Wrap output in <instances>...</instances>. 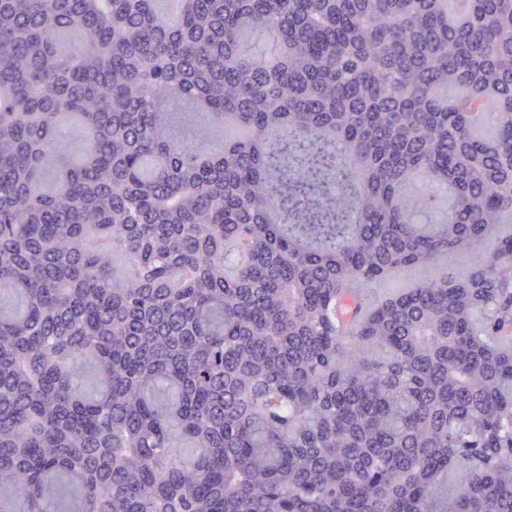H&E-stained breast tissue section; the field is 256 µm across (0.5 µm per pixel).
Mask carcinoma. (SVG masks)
<instances>
[{"mask_svg":"<svg viewBox=\"0 0 512 512\" xmlns=\"http://www.w3.org/2000/svg\"><path fill=\"white\" fill-rule=\"evenodd\" d=\"M451 3L0 0V512H512V0ZM492 248V241L485 244L480 251L473 253L472 255L466 256L456 252H448L442 255L437 263L436 268L443 274L451 275H463L470 270L474 264L485 256L488 251ZM434 272L435 269L429 266L396 269L390 272L383 281L374 285L373 288L362 289L365 296L364 301L367 305L373 307L389 297L425 283L433 276Z\"/></svg>","mask_w":512,"mask_h":512,"instance_id":"cac0c4a2","label":"carcinoma"}]
</instances>
